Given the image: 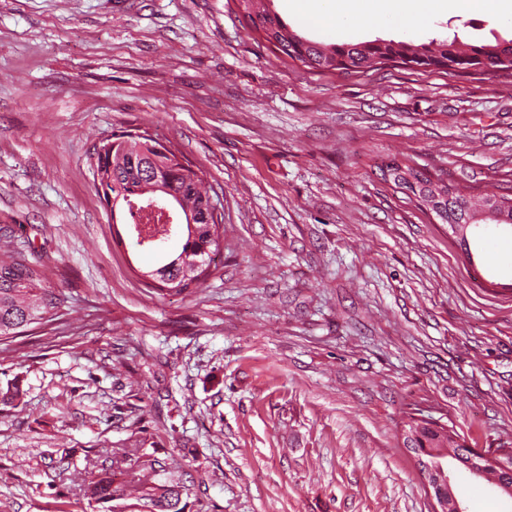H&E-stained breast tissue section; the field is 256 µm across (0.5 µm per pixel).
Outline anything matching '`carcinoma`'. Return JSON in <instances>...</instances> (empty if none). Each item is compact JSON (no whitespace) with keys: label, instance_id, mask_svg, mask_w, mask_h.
<instances>
[{"label":"carcinoma","instance_id":"obj_1","mask_svg":"<svg viewBox=\"0 0 512 512\" xmlns=\"http://www.w3.org/2000/svg\"><path fill=\"white\" fill-rule=\"evenodd\" d=\"M252 27L263 33L267 42L287 58L311 71L342 70L360 72L387 61L432 65L445 69V61L455 59L462 67L485 60L500 70L512 71V39L494 45L467 44L458 38L414 45L403 40L375 39L357 44L322 45L288 29L270 0H236ZM94 183L103 196H112V208L125 211L132 226L143 224L152 244H158L179 231L185 236L179 254L164 258L142 273L146 286L161 291L182 293L201 283L221 249L220 229L224 214L203 217L210 195L204 178L189 163L153 137L123 132L99 143L91 155ZM163 202L192 217L193 223L169 224L149 214L136 213L130 202ZM441 221L451 231L466 225L500 223L496 215L512 220V197L487 195L474 200L459 189L451 197L434 202ZM62 300L52 286L47 269L16 247L0 251V342L24 334L31 325H41L56 314ZM162 463L145 448H117L90 472L84 492L90 502L107 504L122 500L127 491L138 488L149 512H184L180 507L185 486L171 476L159 480Z\"/></svg>","mask_w":512,"mask_h":512}]
</instances>
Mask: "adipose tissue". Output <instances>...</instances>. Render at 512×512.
Here are the masks:
<instances>
[{
	"mask_svg": "<svg viewBox=\"0 0 512 512\" xmlns=\"http://www.w3.org/2000/svg\"><path fill=\"white\" fill-rule=\"evenodd\" d=\"M452 3L461 12L484 10L512 22V0H307L301 19L320 29L340 34L350 22L365 26L413 28Z\"/></svg>",
	"mask_w": 512,
	"mask_h": 512,
	"instance_id": "1",
	"label": "adipose tissue"
}]
</instances>
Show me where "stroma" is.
Returning <instances> with one entry per match:
<instances>
[{"instance_id":"1","label":"stroma","mask_w":512,"mask_h":512,"mask_svg":"<svg viewBox=\"0 0 512 512\" xmlns=\"http://www.w3.org/2000/svg\"><path fill=\"white\" fill-rule=\"evenodd\" d=\"M512 37L482 11L423 43ZM146 130L224 211L200 287H146L158 253L113 227L95 143ZM512 192V76L383 66L316 73L235 0H0V226L52 271L53 321L0 343V512H106L86 460L139 443L185 512H432L400 436L421 410L512 448V227H448L381 177ZM123 247H116L115 234ZM467 512L512 497L456 467Z\"/></svg>"}]
</instances>
